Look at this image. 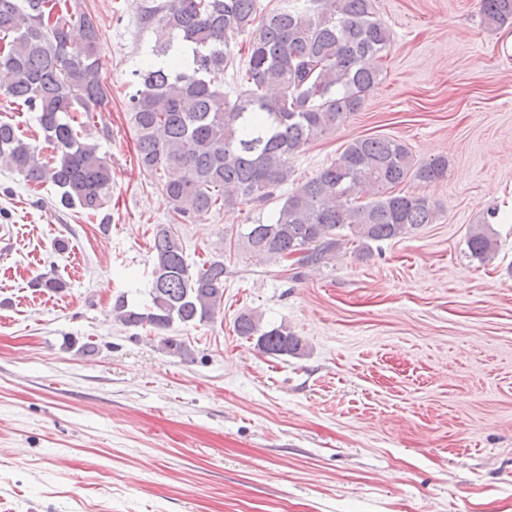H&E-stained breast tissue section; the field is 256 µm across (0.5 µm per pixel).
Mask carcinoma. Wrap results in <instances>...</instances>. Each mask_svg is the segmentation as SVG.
<instances>
[{"mask_svg":"<svg viewBox=\"0 0 512 512\" xmlns=\"http://www.w3.org/2000/svg\"><path fill=\"white\" fill-rule=\"evenodd\" d=\"M489 25L512 23V0H480ZM142 28L156 35L153 59L136 71L131 95L140 168L161 180L174 216L192 221L228 206L265 202L293 175L290 160L359 111L381 80L390 29L374 0H291L268 10L259 0H140ZM82 41L71 40V30ZM250 34L242 89L231 99L217 75L233 65L232 34ZM96 16L79 0H0V91L37 113L48 161L18 128L0 121V163L31 182H50L65 207L96 212L112 188V172L75 112L91 116L108 103ZM448 159L417 162L402 141L382 136L350 141L341 155L294 188L264 224L241 234L244 257L292 258L301 267L326 264L341 250L363 256L371 244L402 238L434 224L428 198L396 191L406 181L438 182ZM472 256L495 254L491 229L475 224ZM150 249L149 301L123 295L112 314L128 327L157 332L214 319L224 303V261L192 269L183 243L158 224ZM237 335L256 337L269 355H298L302 344L286 325L265 328L245 311ZM168 352L189 357L180 339L164 336Z\"/></svg>","mask_w":512,"mask_h":512,"instance_id":"carcinoma-1","label":"carcinoma"}]
</instances>
